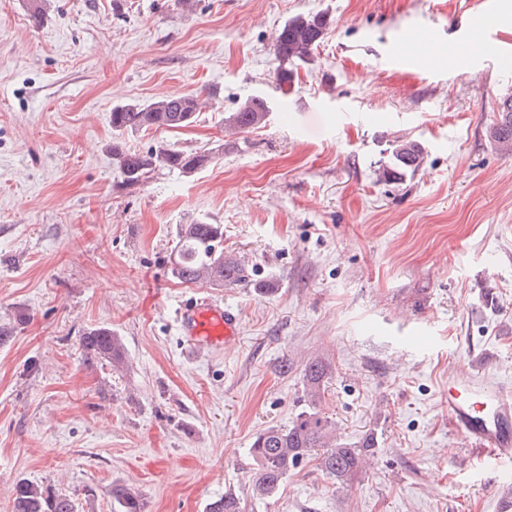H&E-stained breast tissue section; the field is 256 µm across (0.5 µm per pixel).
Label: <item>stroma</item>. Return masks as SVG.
I'll return each instance as SVG.
<instances>
[{"label":"stroma","mask_w":512,"mask_h":512,"mask_svg":"<svg viewBox=\"0 0 512 512\" xmlns=\"http://www.w3.org/2000/svg\"><path fill=\"white\" fill-rule=\"evenodd\" d=\"M478 0H0V512L15 484H50L78 512H205L232 492L247 512H499L454 431L449 374L512 380V153L490 127L512 95V56L471 55ZM40 10L41 24L30 18ZM332 24L293 86L275 83L276 30ZM164 95L206 104L190 126L128 133L212 153L189 175L122 187L115 105ZM264 127L227 134L245 99ZM424 166L377 170L396 137ZM224 227L245 261L232 287L171 275L178 225ZM241 318L239 341L187 357L175 311L198 290ZM93 327L128 365L84 359ZM331 368L321 410L342 440L376 432L340 488L304 461L256 500L250 445L307 406L303 369ZM270 112L268 102L261 97H250L235 112L224 118L225 125L237 130H250L265 125ZM426 157L422 143L410 139L396 140L389 159L381 165L378 175L383 181H401L412 177L423 167ZM113 512H143L141 493L128 485L112 484L109 491Z\"/></svg>","instance_id":"35a3bbf8"}]
</instances>
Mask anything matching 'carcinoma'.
<instances>
[{"instance_id":"cac0c4a2","label":"carcinoma","mask_w":512,"mask_h":512,"mask_svg":"<svg viewBox=\"0 0 512 512\" xmlns=\"http://www.w3.org/2000/svg\"><path fill=\"white\" fill-rule=\"evenodd\" d=\"M328 25V13L317 12L290 18L277 30L275 81L279 87L292 83L297 67L311 60ZM201 108L202 102L193 95L162 96L149 103H124L112 108V129L121 135L180 129L192 124ZM269 112L265 99L250 97L229 113L224 122L237 130L255 129L266 124ZM490 138L500 150L512 152V95L500 100L496 121L490 127ZM426 157L422 143L396 140L378 175L383 181L412 177L423 167ZM112 160L121 184L134 186L160 170L192 174L208 164L212 156L179 149L162 140L145 151L131 150L117 138L112 141ZM245 273L243 260L224 253V225L204 221L179 225L171 261V274L175 279L182 283L204 281L230 286L245 280ZM80 344L88 363L106 364L114 370H122L127 365L124 345L110 328L85 331ZM328 375L329 368L323 362L306 364L303 380L308 409L299 413L290 425L270 426L254 437L250 454L255 464L252 490L256 498L275 495L288 474L314 454L318 455L320 468L328 477L340 487L348 486L376 452L374 432L355 443L341 442L336 437L334 424L317 409ZM109 494L112 512H143V499L138 490L114 483ZM244 509V503L232 493L206 505V512H244ZM11 512H76V504L70 495L49 485L22 479L14 487Z\"/></svg>"}]
</instances>
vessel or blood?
I'll use <instances>...</instances> for the list:
<instances>
[{
  "mask_svg": "<svg viewBox=\"0 0 512 512\" xmlns=\"http://www.w3.org/2000/svg\"><path fill=\"white\" fill-rule=\"evenodd\" d=\"M175 318L183 343L191 352L223 347L240 334L238 314L201 292L185 301ZM445 400L452 425L493 467L492 483L501 482L500 465L512 462V384L490 388L478 379L452 377Z\"/></svg>",
  "mask_w": 512,
  "mask_h": 512,
  "instance_id": "1",
  "label": "vessel or blood"
}]
</instances>
